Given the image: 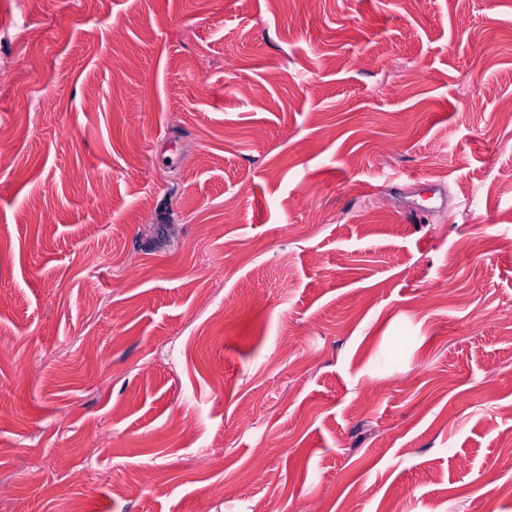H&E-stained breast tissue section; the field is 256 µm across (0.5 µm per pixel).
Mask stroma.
<instances>
[{
  "mask_svg": "<svg viewBox=\"0 0 512 512\" xmlns=\"http://www.w3.org/2000/svg\"><path fill=\"white\" fill-rule=\"evenodd\" d=\"M510 102L512 0H0V512H512Z\"/></svg>",
  "mask_w": 512,
  "mask_h": 512,
  "instance_id": "35a3bbf8",
  "label": "stroma"
}]
</instances>
